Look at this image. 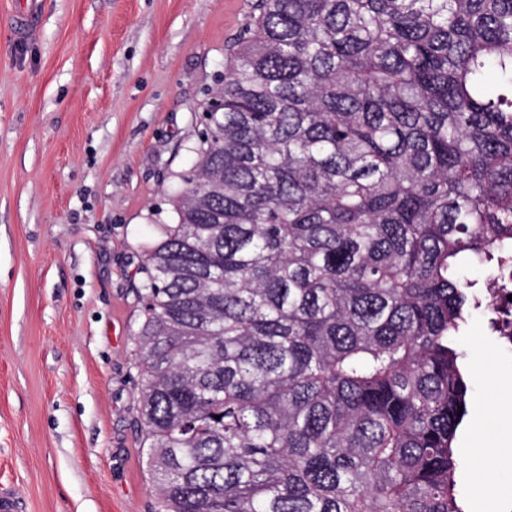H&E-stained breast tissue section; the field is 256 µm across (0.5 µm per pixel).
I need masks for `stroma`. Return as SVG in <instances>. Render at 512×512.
Masks as SVG:
<instances>
[{
    "instance_id": "1",
    "label": "stroma",
    "mask_w": 512,
    "mask_h": 512,
    "mask_svg": "<svg viewBox=\"0 0 512 512\" xmlns=\"http://www.w3.org/2000/svg\"><path fill=\"white\" fill-rule=\"evenodd\" d=\"M0 0V485L20 512H151L133 330L143 240L170 223L208 90L253 0ZM456 436L471 512L512 503V350L484 308ZM489 449L476 485L473 448ZM36 0H23V6L17 10L15 32L20 38L31 34L37 16Z\"/></svg>"
}]
</instances>
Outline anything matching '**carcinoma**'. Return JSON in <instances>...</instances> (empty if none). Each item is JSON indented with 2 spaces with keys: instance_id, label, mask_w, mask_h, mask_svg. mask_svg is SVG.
Listing matches in <instances>:
<instances>
[{
  "instance_id": "cac0c4a2",
  "label": "carcinoma",
  "mask_w": 512,
  "mask_h": 512,
  "mask_svg": "<svg viewBox=\"0 0 512 512\" xmlns=\"http://www.w3.org/2000/svg\"><path fill=\"white\" fill-rule=\"evenodd\" d=\"M216 99L142 246L156 512H466L457 268L512 254V0H256Z\"/></svg>"
}]
</instances>
